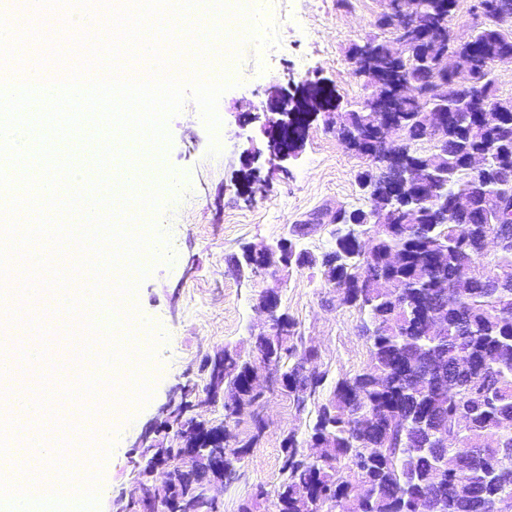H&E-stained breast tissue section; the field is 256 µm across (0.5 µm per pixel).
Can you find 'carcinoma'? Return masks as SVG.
Wrapping results in <instances>:
<instances>
[{
  "label": "carcinoma",
  "mask_w": 512,
  "mask_h": 512,
  "mask_svg": "<svg viewBox=\"0 0 512 512\" xmlns=\"http://www.w3.org/2000/svg\"><path fill=\"white\" fill-rule=\"evenodd\" d=\"M428 27H408L403 33L406 54L392 53L388 40L374 35L370 50L376 53L380 74L401 89L397 124L404 128L411 161L425 171V181L385 208L396 217L378 224L361 225L363 235L350 242L333 235L319 254L306 253L292 268H318L326 284L336 289L344 304L363 317L360 326L368 345V362L359 373L329 380L316 369L317 351L303 343L295 323L282 314L287 335L254 344L256 355L224 348V365L204 357L200 383L184 386L180 401L168 411L165 424L186 435V441L209 436L220 429L192 413L196 398L220 404L224 418H235L258 407L267 385L287 380L288 396L296 409L311 404L316 416L309 439L320 449L312 463L289 432L280 448L282 481L277 490V512H307L311 501L339 499L344 512H406L408 502L431 493L442 499L443 512H487L500 495L498 468L512 466V226L502 244L482 252V238L499 203L512 197V112L507 131L497 132L474 116L460 111L470 90L457 85L439 68L436 55L448 48V22L458 0H423ZM512 13V0H475V22L458 35L453 47L468 57L478 92L490 103L499 100L494 66L512 56V31L500 25V15ZM439 90V98L455 108L448 127L437 140L422 125L416 93ZM374 113L365 109L347 112L340 119L338 135L347 147L368 151L375 128ZM432 141L426 151L416 148ZM485 154L489 167L482 190L472 187L467 173L471 158ZM471 199V210L435 222L437 213L457 196ZM414 212L412 228L401 223V214ZM279 255L258 254L247 265L235 260L242 274L267 271ZM446 285L448 297L439 302ZM443 313L448 337L467 338L461 354L451 341L437 338L425 323L433 310ZM463 365L455 381L441 388L426 376L423 366ZM263 430L237 442L224 466L236 472L249 448ZM448 435L442 454L432 450L433 432ZM162 454L167 464L165 494L174 512H197L199 490L182 480V448H143L139 462L140 483L147 477L149 461ZM364 479L371 485L365 497L351 494V483ZM120 512H149L147 497L131 492L118 502Z\"/></svg>",
  "instance_id": "carcinoma-1"
}]
</instances>
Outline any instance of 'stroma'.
<instances>
[{"label": "stroma", "mask_w": 512, "mask_h": 512, "mask_svg": "<svg viewBox=\"0 0 512 512\" xmlns=\"http://www.w3.org/2000/svg\"><path fill=\"white\" fill-rule=\"evenodd\" d=\"M386 7V0H352L348 8L339 0H255L258 24H275L280 44L261 51L242 38L231 59L213 58V67L234 82L219 99L217 132H209L190 99L168 119L157 182L162 206L156 212L125 210L135 223L158 224L167 236L166 242L151 243L150 272L131 300V317H146V333L158 341L147 363L151 396L141 405L127 399L110 421L112 443L99 468L100 512H113L115 499L133 489L139 440L164 419L182 387L196 380L200 358L228 346L252 353L253 335L268 328L266 314L255 309L263 289L278 290L281 312L296 323L305 345L315 347L317 366L329 378L349 377L366 366L362 317L323 283L318 269L247 277L235 272L232 261L242 246L276 243L289 237L292 225L309 222L314 228L302 245L320 253L331 230L325 213L367 205L356 180L360 161L327 122L361 110L368 99L371 82L354 75L350 53L377 34L376 20ZM307 82L320 83L323 93L309 108L305 134L283 174L269 163L259 123L245 126L241 120L264 112L273 90L286 86L294 92ZM214 141L220 145L215 154ZM250 147L261 153L252 174L241 163ZM18 320L36 325L48 357L59 363L68 359L65 313L31 309ZM260 413L264 435L242 460L237 479L211 488L220 512H239L260 487L266 496L259 512H276L281 441L291 431L306 436L314 418L313 410L297 412L279 390Z\"/></svg>", "instance_id": "35a3bbf8"}]
</instances>
